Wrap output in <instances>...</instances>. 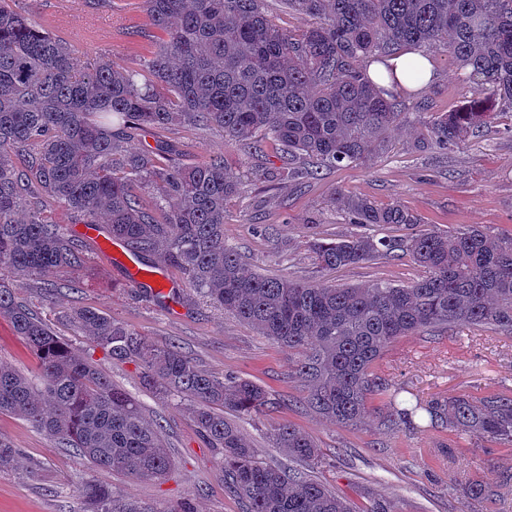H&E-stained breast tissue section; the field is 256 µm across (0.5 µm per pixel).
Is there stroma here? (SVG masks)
<instances>
[{"label": "stroma", "instance_id": "1", "mask_svg": "<svg viewBox=\"0 0 512 512\" xmlns=\"http://www.w3.org/2000/svg\"><path fill=\"white\" fill-rule=\"evenodd\" d=\"M44 29L69 41L88 59L107 56L129 65L143 63L150 38L131 40L129 26L148 27L142 0H112L94 8L85 0H17ZM435 76L423 88L422 108L406 115L388 135L387 147L373 162L323 170L313 180H283L275 143L265 146L260 168L269 178L257 181L242 166L240 151L227 147L215 130L176 127L164 139L176 142L177 158L194 163L223 157L243 181V194L228 204L224 241L237 247L249 267L326 285H361L386 281L409 284L420 269L408 256L377 257L325 271L312 261L309 239H340L353 233L332 199L345 192L383 207L400 202L418 214L425 228L448 231L480 226L490 233L512 232V115L501 114L492 127L442 152L419 146L423 123L436 112L457 109L472 91L457 78V65L442 48L429 50ZM87 258L75 271L77 291L46 302L28 280L17 281V295L46 320L60 338L91 357L114 384L134 397L147 420L166 429L172 466L162 480H132L109 475L114 494L160 507L190 503L195 512H244L243 503L224 484V467L198 433L186 402L159 400L146 386L135 363H115L69 321L74 308L90 305L146 335L154 344H178L197 366L216 377L233 374L267 390L273 405L261 414L240 415L236 423L263 462L296 467V460L275 448L270 436L282 423H293L318 443L325 462L313 476L350 497L370 492L404 499L411 512H465L460 488L482 476L485 463L512 473V447L466 436L456 437L452 456L438 454L440 430L421 427L390 432L376 416L361 427H340L299 404L300 382L292 375L294 353L260 336L255 329L201 300L160 307L126 282L122 268L87 241ZM0 362L33 376L37 363L10 323L0 319ZM377 370L396 387L428 399L463 393H512V337L489 328H460L455 335L402 338L391 344ZM0 438L18 450L17 469L0 472V512H84L80 485L99 474L73 449L54 441L25 421L0 414Z\"/></svg>", "mask_w": 512, "mask_h": 512}]
</instances>
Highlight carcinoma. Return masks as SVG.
Instances as JSON below:
<instances>
[{
	"label": "carcinoma",
	"instance_id": "obj_1",
	"mask_svg": "<svg viewBox=\"0 0 512 512\" xmlns=\"http://www.w3.org/2000/svg\"><path fill=\"white\" fill-rule=\"evenodd\" d=\"M305 20L298 30L275 24L265 0H142L158 32L147 64L136 69L101 57L82 61L66 40L45 32L15 0H0V319L10 321L35 355L34 378L0 365V414L26 421L60 448H72L101 475L137 479L167 474L164 427L115 387L91 360L62 342L9 285L85 262L83 246L45 219L61 203L84 224L105 218L111 238L152 252L176 268L206 303L233 315L297 355L299 403L346 428L358 427L379 396L381 425L415 429L426 416L436 429L512 447V396L488 393L411 402L376 371L396 340L428 328L489 327L512 336V234L471 226L379 236L421 219L397 202L379 207L360 196L333 201L365 229L309 242L320 268L336 270L400 250L422 269L408 285L333 286L269 276L249 268L224 243V211L242 191L224 158L175 162L174 145L132 142L178 125L207 127L246 159L275 142L285 161L301 160L307 178L324 168L365 163L416 104L400 85L375 84L368 63L441 46L464 71L474 96L436 114L423 140L441 150L512 112V0H283ZM151 195L152 205L143 202ZM73 280H49L51 301ZM70 322L117 361H132L163 399L190 402L202 437L221 455L226 487L245 512H405L399 500H352L306 473L265 464L237 427L215 408L260 414L270 407L260 385L218 378L178 345L159 347L94 307ZM288 456L322 462L315 439L291 423L273 429ZM16 449L0 439V470ZM512 490L497 473L463 487L470 512ZM87 512H170L119 499L104 480L82 487Z\"/></svg>",
	"mask_w": 512,
	"mask_h": 512
}]
</instances>
